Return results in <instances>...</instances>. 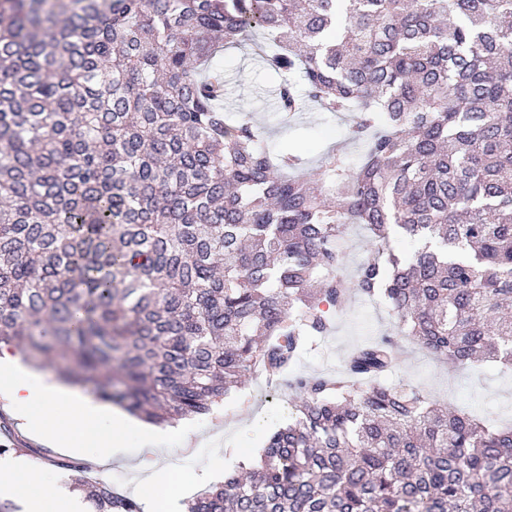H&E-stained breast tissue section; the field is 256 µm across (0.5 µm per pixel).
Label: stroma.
<instances>
[{
    "label": "stroma",
    "mask_w": 512,
    "mask_h": 512,
    "mask_svg": "<svg viewBox=\"0 0 512 512\" xmlns=\"http://www.w3.org/2000/svg\"><path fill=\"white\" fill-rule=\"evenodd\" d=\"M224 74L228 88L226 108L260 126L268 145L283 143L299 148L315 161L342 143L351 122L347 114L330 117L309 107L302 112L299 127L285 130L270 122L267 91L272 78L259 64L251 46L225 50ZM389 328L383 303L353 296L337 313L330 333L318 338L312 349L294 363L292 371L335 374L352 350L387 333ZM388 380L414 386L463 411L489 418H512V371L494 364L452 371L443 361L410 344ZM260 383V378H251L229 392L211 413L183 418L182 426L194 435V447L183 448L179 436L174 435L159 447L145 448L132 434L116 459L95 470V477L104 481L119 479L129 488L153 475L163 477L178 488L171 512H183L188 500L223 482L228 468L236 462L235 457L229 456V449L259 455L267 434L290 421L293 402L288 391L271 388L262 396L258 393ZM20 440V460L36 471L57 477L61 489L71 490L69 473L58 463L76 459V452L50 447L44 438L25 433Z\"/></svg>",
    "instance_id": "stroma-1"
}]
</instances>
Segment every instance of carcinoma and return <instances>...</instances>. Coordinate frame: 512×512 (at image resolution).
Masks as SVG:
<instances>
[{
	"instance_id": "cac0c4a2",
	"label": "carcinoma",
	"mask_w": 512,
	"mask_h": 512,
	"mask_svg": "<svg viewBox=\"0 0 512 512\" xmlns=\"http://www.w3.org/2000/svg\"><path fill=\"white\" fill-rule=\"evenodd\" d=\"M256 30L275 114L355 113L358 160L226 116L210 62ZM353 293L397 331L288 375ZM405 339L512 367V0H0V345L157 424L255 375L295 400L187 512H512V422L381 381ZM369 237L363 226H354L348 236L345 265L350 275H355L360 263L368 255Z\"/></svg>"
}]
</instances>
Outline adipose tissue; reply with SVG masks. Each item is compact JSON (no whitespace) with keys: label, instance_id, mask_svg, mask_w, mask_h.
Returning a JSON list of instances; mask_svg holds the SVG:
<instances>
[{"label":"adipose tissue","instance_id":"ef3b65f1","mask_svg":"<svg viewBox=\"0 0 512 512\" xmlns=\"http://www.w3.org/2000/svg\"><path fill=\"white\" fill-rule=\"evenodd\" d=\"M12 361L10 352L0 350V379L7 385L8 402L29 431L48 433L57 447L82 451L97 462L109 460L124 446L126 431L114 412L43 377L15 372ZM0 490L18 500L25 512H47L51 502L61 512H77L52 480L9 462L0 465Z\"/></svg>","mask_w":512,"mask_h":512}]
</instances>
